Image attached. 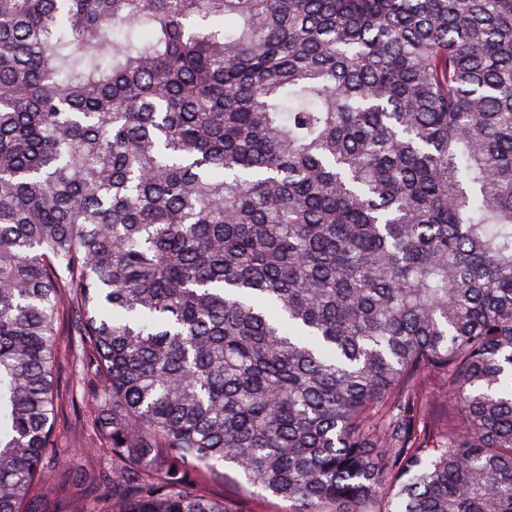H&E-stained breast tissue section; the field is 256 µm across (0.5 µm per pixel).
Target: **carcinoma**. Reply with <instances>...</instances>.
<instances>
[{
    "label": "carcinoma",
    "instance_id": "obj_1",
    "mask_svg": "<svg viewBox=\"0 0 512 512\" xmlns=\"http://www.w3.org/2000/svg\"><path fill=\"white\" fill-rule=\"evenodd\" d=\"M64 324L108 512H512V0H0V512ZM422 394L427 404V423L431 432L443 429L453 418H458L457 407L448 398V388L444 387L440 377L429 379ZM219 471L223 476L206 474L201 477V482L212 495L224 497V502L233 512H292L291 502L249 487L243 476L230 465L220 467Z\"/></svg>",
    "mask_w": 512,
    "mask_h": 512
}]
</instances>
